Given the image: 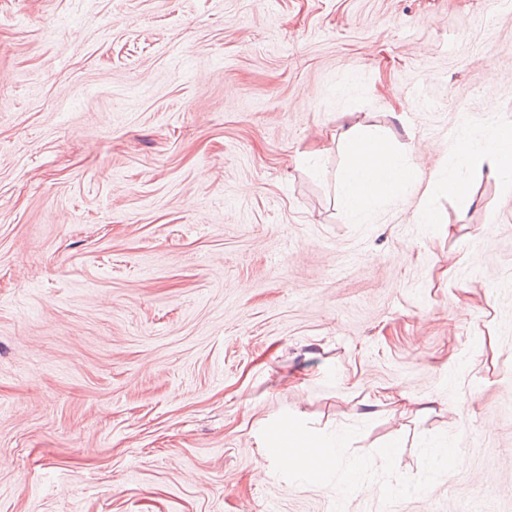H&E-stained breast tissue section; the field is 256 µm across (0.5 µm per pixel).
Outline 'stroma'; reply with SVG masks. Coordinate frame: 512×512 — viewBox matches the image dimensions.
<instances>
[{
	"mask_svg": "<svg viewBox=\"0 0 512 512\" xmlns=\"http://www.w3.org/2000/svg\"><path fill=\"white\" fill-rule=\"evenodd\" d=\"M500 122L512 0H0V512H512V192L337 195ZM347 167L340 180V199L346 214L362 224L378 202L404 196L423 184V172L399 159L390 144L375 132L352 128L345 139ZM306 438L298 434L295 429L288 423H281L274 432V444L276 447H282L279 453V461L289 470H314V460L309 455L305 454L299 445L300 441L306 442ZM306 444V443H305Z\"/></svg>",
	"mask_w": 512,
	"mask_h": 512,
	"instance_id": "stroma-1",
	"label": "stroma"
}]
</instances>
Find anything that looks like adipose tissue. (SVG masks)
Listing matches in <instances>:
<instances>
[{
    "label": "adipose tissue",
    "mask_w": 512,
    "mask_h": 512,
    "mask_svg": "<svg viewBox=\"0 0 512 512\" xmlns=\"http://www.w3.org/2000/svg\"><path fill=\"white\" fill-rule=\"evenodd\" d=\"M344 148L347 167L340 180V199L346 214L359 224L371 216L378 202L404 196L425 183L442 184L449 194L465 196L467 176L474 171L504 178L505 190L512 191L511 126L492 123L475 134L461 130L452 145L456 166L428 178L414 163L399 159L377 133L350 130Z\"/></svg>",
    "instance_id": "ef3b65f1"
}]
</instances>
